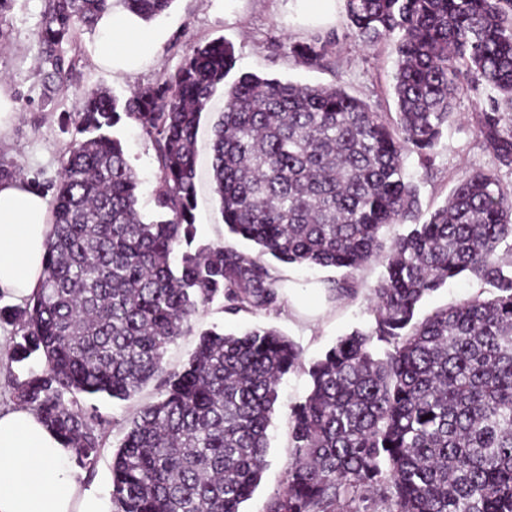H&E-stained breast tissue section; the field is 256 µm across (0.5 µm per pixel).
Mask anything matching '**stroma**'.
<instances>
[{
    "mask_svg": "<svg viewBox=\"0 0 512 512\" xmlns=\"http://www.w3.org/2000/svg\"><path fill=\"white\" fill-rule=\"evenodd\" d=\"M44 0H11L0 14V87L9 96L17 118L0 137V162L14 164L22 179L45 195H53L72 133L64 122L79 106L85 93L103 88L118 100H125L133 89L159 82L180 66L193 48L216 38L233 44L237 57L235 74L253 73L310 85H339L363 99L373 111L395 114L392 92L396 55L389 43L362 47L348 34L344 0H324L313 8L309 0H174L171 8L155 21L164 31L152 56L130 74L110 72L97 63L92 45L100 32L80 28L65 46L66 58L75 67L63 91L53 102H46L43 70L37 34L43 24ZM338 33L339 41L321 66L301 63L293 54L296 44L306 43L329 33ZM476 100L459 95L457 117L444 128L436 147L435 169L420 185L423 213L443 205L462 171L490 170L492 157L483 150L470 117ZM224 110V94L216 92L208 102L197 133L196 241L200 244L226 243L249 248V241L228 233L218 210L212 184V124ZM114 133L125 145L131 165L141 184L138 208L144 217L157 211L154 190L158 182V164L151 140L131 120L123 121ZM283 303L271 312L226 313L221 301H214L192 321L189 332L169 345L164 369L180 370L194 351L202 332H239L254 326L272 327L293 340L303 351L305 361L322 355L336 340L353 330L368 329L372 320L371 290L382 276L383 268L374 263L358 273V292L343 300L329 299L322 287L335 277L336 269L320 266L284 265ZM484 284L462 275L427 297L420 314L460 302L484 291ZM309 377L298 370L287 374L279 386L276 411L268 433L269 465L245 512H262L266 502L282 492L286 484V466L291 457L287 412L290 404L302 399ZM159 396L157 381H150L126 401L103 396L85 398L86 406L96 407L105 419L103 447L93 470L83 472L87 486L110 493L112 455L122 439L129 419L146 403Z\"/></svg>",
    "mask_w": 512,
    "mask_h": 512,
    "instance_id": "35a3bbf8",
    "label": "stroma"
}]
</instances>
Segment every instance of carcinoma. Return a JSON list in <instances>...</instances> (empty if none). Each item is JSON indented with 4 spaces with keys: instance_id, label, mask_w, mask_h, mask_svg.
<instances>
[{
    "instance_id": "1",
    "label": "carcinoma",
    "mask_w": 512,
    "mask_h": 512,
    "mask_svg": "<svg viewBox=\"0 0 512 512\" xmlns=\"http://www.w3.org/2000/svg\"><path fill=\"white\" fill-rule=\"evenodd\" d=\"M122 2L149 21L174 0ZM344 2L361 43L393 44L396 118L339 85L240 75L213 127L212 178L229 233L255 251L193 246L197 132L235 65L233 46L194 48L122 103L103 89L86 95L69 117L77 136L51 202L44 280L11 313L22 332L15 360L45 359L15 397L90 470L104 421L83 398L129 399L217 298L231 314L278 308L285 279L264 256L343 270L325 285L336 299L377 262L374 323L310 363L308 393L289 406L286 485L264 512H512V190L493 170L465 171L423 221L419 181L404 169L407 154L421 177L434 168L466 93L485 97L472 122L512 170V0ZM111 7L46 0L38 40L50 91L70 72L63 43ZM337 40L293 53L316 65ZM124 118L153 142L157 220L138 211V176L113 135ZM391 224L408 229L387 247L380 231ZM465 272L489 295L416 317L424 297ZM302 366L300 347L274 328L202 333L113 455L116 512H242L268 465L281 380Z\"/></svg>"
}]
</instances>
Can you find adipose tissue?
Instances as JSON below:
<instances>
[{
	"mask_svg": "<svg viewBox=\"0 0 512 512\" xmlns=\"http://www.w3.org/2000/svg\"><path fill=\"white\" fill-rule=\"evenodd\" d=\"M94 58L115 73L148 60L162 33L123 7L103 15ZM47 198L26 180L0 181V296L23 304L44 279L51 233ZM64 447L40 415L0 403V512H109L107 499L86 488Z\"/></svg>",
	"mask_w": 512,
	"mask_h": 512,
	"instance_id": "obj_1",
	"label": "adipose tissue"
}]
</instances>
